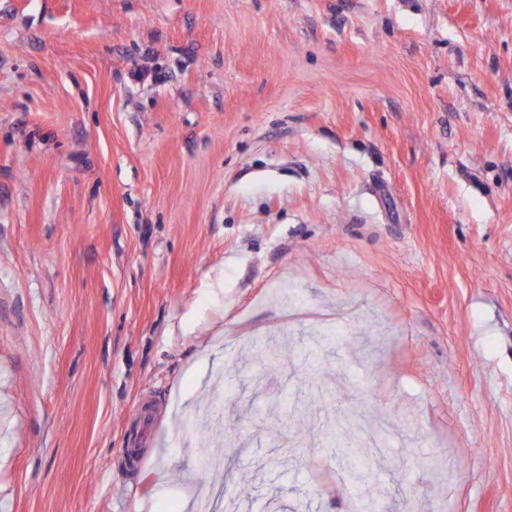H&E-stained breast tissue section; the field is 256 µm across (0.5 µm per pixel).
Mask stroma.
I'll return each instance as SVG.
<instances>
[{"mask_svg": "<svg viewBox=\"0 0 512 512\" xmlns=\"http://www.w3.org/2000/svg\"><path fill=\"white\" fill-rule=\"evenodd\" d=\"M216 491L512 512V0H0V512Z\"/></svg>", "mask_w": 512, "mask_h": 512, "instance_id": "stroma-1", "label": "stroma"}]
</instances>
